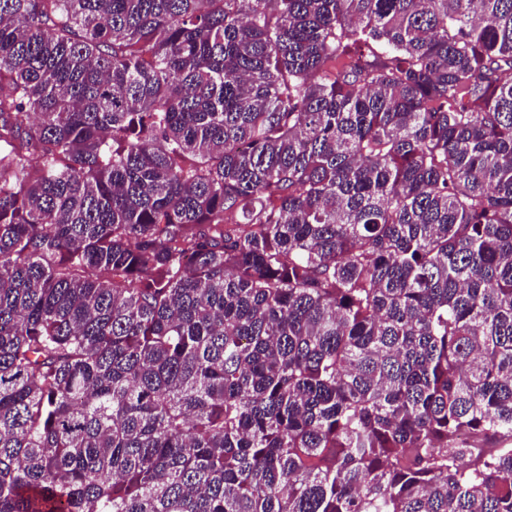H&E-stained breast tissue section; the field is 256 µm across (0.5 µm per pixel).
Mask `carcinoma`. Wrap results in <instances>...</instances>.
<instances>
[{
	"instance_id": "carcinoma-1",
	"label": "carcinoma",
	"mask_w": 512,
	"mask_h": 512,
	"mask_svg": "<svg viewBox=\"0 0 512 512\" xmlns=\"http://www.w3.org/2000/svg\"><path fill=\"white\" fill-rule=\"evenodd\" d=\"M0 83V512H512V0H0Z\"/></svg>"
}]
</instances>
